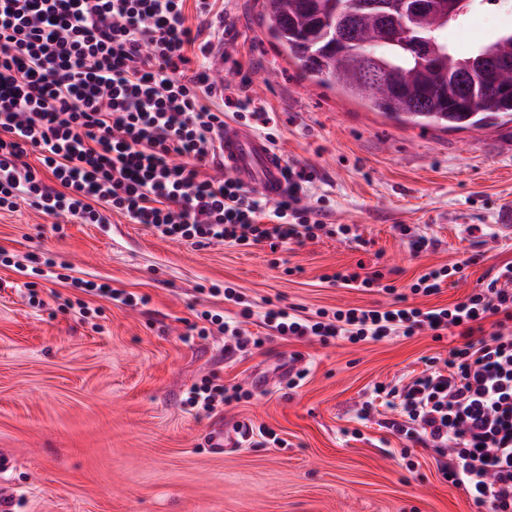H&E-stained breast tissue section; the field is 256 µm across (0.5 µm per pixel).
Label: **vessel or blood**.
Wrapping results in <instances>:
<instances>
[{
  "label": "vessel or blood",
  "instance_id": "1",
  "mask_svg": "<svg viewBox=\"0 0 512 512\" xmlns=\"http://www.w3.org/2000/svg\"><path fill=\"white\" fill-rule=\"evenodd\" d=\"M216 145L224 173L243 188L258 191L270 201L287 196L290 183L280 155L247 125L225 123Z\"/></svg>",
  "mask_w": 512,
  "mask_h": 512
}]
</instances>
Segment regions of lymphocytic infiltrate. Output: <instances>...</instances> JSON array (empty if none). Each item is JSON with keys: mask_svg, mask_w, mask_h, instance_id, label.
I'll return each instance as SVG.
<instances>
[{"mask_svg": "<svg viewBox=\"0 0 512 512\" xmlns=\"http://www.w3.org/2000/svg\"><path fill=\"white\" fill-rule=\"evenodd\" d=\"M186 3L0 0V208L23 202L85 224L117 213L194 247L221 241L274 250L347 236L348 226L325 224L321 210L301 205L306 173L271 206L232 177L206 174L224 113L203 102L212 88L191 67L199 34ZM30 152L37 165L26 162ZM458 271L428 269L400 295L380 271H337L324 282L379 287L395 302L311 316L277 306L262 318L285 339L352 344L457 328L463 342L447 358H430L419 375L389 388L399 414L390 428L447 455L444 478L477 505L512 512V264L453 306L425 310L409 301L437 294ZM494 316L499 329L485 334ZM241 397L212 376L189 388L185 404L210 414Z\"/></svg>", "mask_w": 512, "mask_h": 512, "instance_id": "obj_1", "label": "lymphocytic infiltrate"}]
</instances>
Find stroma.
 Instances as JSON below:
<instances>
[{"label":"stroma","instance_id":"1","mask_svg":"<svg viewBox=\"0 0 512 512\" xmlns=\"http://www.w3.org/2000/svg\"><path fill=\"white\" fill-rule=\"evenodd\" d=\"M261 14L262 0H217L193 67L223 74L225 113H250L286 167L310 173L303 205L350 237L273 253L194 247L120 215L82 224L25 204L0 211V499L13 512H479L433 449L388 429L396 413L373 396L447 356L455 330L325 345L271 336L259 314L270 302L306 315L393 303L323 283L360 263L401 293L426 268L462 265L438 294L415 297L423 308L482 288L488 270L512 262V122L451 131L370 111L309 79ZM511 28L512 0H496L445 36L471 46ZM402 225L430 247L412 253ZM49 259L65 278L41 276ZM81 281L141 303L85 294ZM227 286L251 304L242 329L265 337L261 348L228 355L222 333H191L207 310L237 318L238 305L209 293ZM295 364L308 374L291 390ZM211 376L244 399L215 416L184 407L188 388ZM219 419L277 439L208 447Z\"/></svg>","mask_w":512,"mask_h":512}]
</instances>
